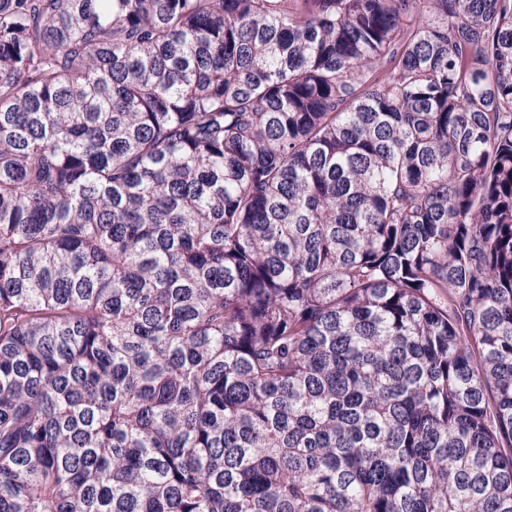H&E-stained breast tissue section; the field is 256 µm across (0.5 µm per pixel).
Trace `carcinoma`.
<instances>
[{
  "mask_svg": "<svg viewBox=\"0 0 512 512\" xmlns=\"http://www.w3.org/2000/svg\"><path fill=\"white\" fill-rule=\"evenodd\" d=\"M0 512H512V0H0Z\"/></svg>",
  "mask_w": 512,
  "mask_h": 512,
  "instance_id": "cac0c4a2",
  "label": "carcinoma"
}]
</instances>
